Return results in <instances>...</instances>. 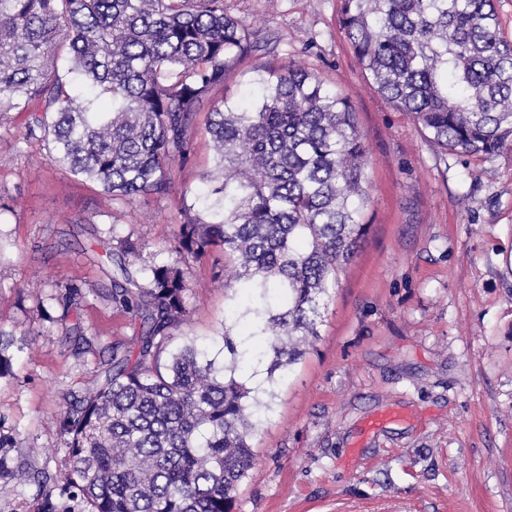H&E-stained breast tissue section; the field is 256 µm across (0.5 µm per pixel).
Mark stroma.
Instances as JSON below:
<instances>
[{
  "label": "stroma",
  "instance_id": "obj_1",
  "mask_svg": "<svg viewBox=\"0 0 512 512\" xmlns=\"http://www.w3.org/2000/svg\"><path fill=\"white\" fill-rule=\"evenodd\" d=\"M259 51L210 94L246 103L253 65L293 60L346 91L367 150L366 236L338 273L319 339L273 386L252 439L254 474L232 512H512V147L443 155L373 87L341 25L340 0H226ZM207 112L173 190L124 205L51 163L21 118L0 126V330L12 373L0 379V435L49 474L65 449L53 420L65 397L138 326L96 297L110 287L113 233L160 260L212 162ZM178 343L221 345L233 301L224 254L192 263ZM92 337L76 354L57 302Z\"/></svg>",
  "mask_w": 512,
  "mask_h": 512
}]
</instances>
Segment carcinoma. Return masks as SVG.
Wrapping results in <instances>:
<instances>
[{
    "label": "carcinoma",
    "mask_w": 512,
    "mask_h": 512,
    "mask_svg": "<svg viewBox=\"0 0 512 512\" xmlns=\"http://www.w3.org/2000/svg\"><path fill=\"white\" fill-rule=\"evenodd\" d=\"M342 23L375 89L441 150L512 146V40L494 0H342ZM259 47L225 0H0V122L15 112L51 162L114 201L166 195L209 94ZM253 98L214 107L209 193L182 200L171 261L112 233L113 310L139 324L112 345L103 380L55 423L56 475L0 437V480L39 486V512H232L273 391L240 376L233 325L215 354L174 345L188 320L189 264L218 248L236 321L267 350V382L319 336L329 285L360 247L366 148L348 94L294 61L257 65ZM111 109L102 112L98 100Z\"/></svg>",
    "instance_id": "1"
}]
</instances>
